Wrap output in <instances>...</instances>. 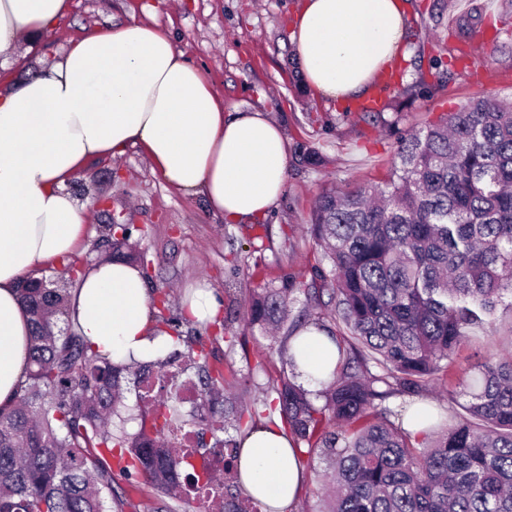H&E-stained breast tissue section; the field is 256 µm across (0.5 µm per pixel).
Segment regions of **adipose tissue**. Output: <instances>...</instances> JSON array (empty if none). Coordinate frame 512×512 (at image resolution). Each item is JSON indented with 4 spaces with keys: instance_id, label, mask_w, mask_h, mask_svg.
<instances>
[{
    "instance_id": "obj_1",
    "label": "adipose tissue",
    "mask_w": 512,
    "mask_h": 512,
    "mask_svg": "<svg viewBox=\"0 0 512 512\" xmlns=\"http://www.w3.org/2000/svg\"><path fill=\"white\" fill-rule=\"evenodd\" d=\"M69 0H0V54L19 35L51 31ZM404 0H303L292 43L316 95L346 102L403 57ZM141 146L176 192L202 197L235 224L263 216L284 191L282 127L260 112L228 115L206 74L158 26L131 20L72 43L15 87L0 92V409L27 380L30 317L19 285L72 252L84 209L66 191L92 159ZM67 313L92 351L119 360L165 352L171 334L155 322L136 266L106 260L73 289ZM300 368L332 379L335 343L308 327L291 341ZM241 488L282 512L304 476L290 438L258 428L241 445Z\"/></svg>"
}]
</instances>
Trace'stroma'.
Here are the masks:
<instances>
[{
	"instance_id": "1",
	"label": "stroma",
	"mask_w": 512,
	"mask_h": 512,
	"mask_svg": "<svg viewBox=\"0 0 512 512\" xmlns=\"http://www.w3.org/2000/svg\"><path fill=\"white\" fill-rule=\"evenodd\" d=\"M301 0H70V9L54 32L32 47H16L14 62L0 81L5 90L33 73L39 61L60 56L70 41L103 30L128 15L165 29L176 47L206 69L226 110L262 112L278 121L288 140L291 161L283 195L266 217L241 224L224 223L201 197L170 189L149 161L131 149L118 159L92 161L69 184V191L112 200V210L129 224L150 267V291L166 290L171 305L163 316L179 317L178 303L190 289H223L222 317L242 315L241 301L258 285L283 278L309 283L319 249L307 232L316 197L325 190L348 192L382 183L395 160L397 141L409 131L488 95L512 96V0H408L405 49L407 81L424 79L432 93L410 99L389 90L376 120L342 111L317 98L304 84L293 54L291 24ZM499 28L497 43L481 45L473 23ZM454 79L439 83L441 71ZM314 150L318 164L300 163V147ZM119 176H112V169ZM283 336L243 335L234 352L211 343L216 356H228L237 381L248 395L263 399L266 374L281 370ZM512 352V307L499 306L493 325L475 327L453 356L447 387L429 390L423 401L440 413L453 402L449 389L471 375L487 358Z\"/></svg>"
}]
</instances>
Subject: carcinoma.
<instances>
[{
    "label": "carcinoma",
    "mask_w": 512,
    "mask_h": 512,
    "mask_svg": "<svg viewBox=\"0 0 512 512\" xmlns=\"http://www.w3.org/2000/svg\"><path fill=\"white\" fill-rule=\"evenodd\" d=\"M398 162L381 185L318 198L308 232L321 253L307 296L328 297V313L343 325L336 342L340 373L309 390L299 381L290 349L266 383L262 407L296 441L301 468L328 462L320 512H512V355L475 366L461 383L465 402L447 422L414 433L390 420L378 402L390 395L422 398L444 386L448 360L475 326L491 323L512 298V101L472 99L437 123L398 141ZM101 242L110 256L148 276L131 232L101 212ZM53 285H20L33 332L29 379L12 412L0 413V512H139L115 474L143 475L156 512H184L190 501L178 474L193 469L213 487L210 502L224 512H248L238 487L239 446L224 455V479L214 475L205 435L197 430L199 465L163 444L168 423L185 416L166 391L140 414L129 435L112 416L127 376L140 383L166 359L115 363L89 350L76 330L52 329L70 287L84 272ZM295 282L267 283L244 300L245 325L267 331L308 325L290 319ZM211 353L189 352L197 369V411L224 419L240 434L257 428L259 410L234 391Z\"/></svg>",
    "instance_id": "obj_1"
}]
</instances>
